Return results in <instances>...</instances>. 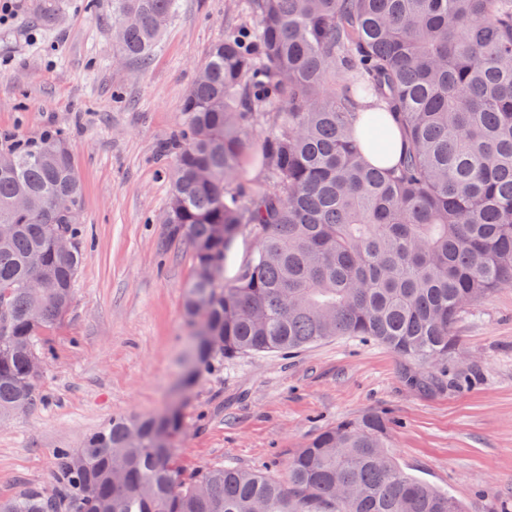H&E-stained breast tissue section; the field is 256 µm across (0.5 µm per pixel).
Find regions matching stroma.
Wrapping results in <instances>:
<instances>
[{"instance_id": "35a3bbf8", "label": "stroma", "mask_w": 512, "mask_h": 512, "mask_svg": "<svg viewBox=\"0 0 512 512\" xmlns=\"http://www.w3.org/2000/svg\"><path fill=\"white\" fill-rule=\"evenodd\" d=\"M17 0L0 31V132L28 142L63 133L92 233L70 310L51 332L44 403L0 418V498L49 486L55 451L79 447L113 416L182 413L175 467L227 465L286 478L289 456L320 430L370 411L393 421L389 450L463 512H512V286L465 312L458 350L423 364L358 337L292 354L214 361L190 386L182 312L189 248L164 222L182 103L209 48L254 22L245 0H178L148 62L116 58L112 0ZM431 377L427 389L412 377Z\"/></svg>"}]
</instances>
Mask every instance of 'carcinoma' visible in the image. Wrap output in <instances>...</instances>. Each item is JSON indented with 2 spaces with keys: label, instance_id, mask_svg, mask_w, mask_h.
<instances>
[{
  "label": "carcinoma",
  "instance_id": "carcinoma-1",
  "mask_svg": "<svg viewBox=\"0 0 512 512\" xmlns=\"http://www.w3.org/2000/svg\"><path fill=\"white\" fill-rule=\"evenodd\" d=\"M251 30L214 44L184 99L165 214L194 258L183 312L215 357L290 353L336 336L422 363L456 353L457 320L512 286V0H246ZM177 0H112L113 52L146 60ZM373 101L374 111L364 112ZM406 147L397 166L358 142ZM267 118L257 136L254 125ZM255 157L266 186L229 183ZM65 138L0 148V415L43 401L36 361L69 310L88 229ZM248 226L253 261L224 282ZM70 241L62 254L58 240ZM377 413L336 424L287 463L288 480L172 464L178 409L115 417L56 453L55 491L0 512H461L404 473ZM386 121L389 126V131H390L391 138H392V141L394 144L393 152L385 160H382L373 150H371L369 148L364 149V154L373 163L380 162L385 166H392L398 162V160L402 154L404 140H403L401 127H400L399 123L397 122V120L395 119V117L391 116V115H387Z\"/></svg>",
  "mask_w": 512,
  "mask_h": 512
}]
</instances>
